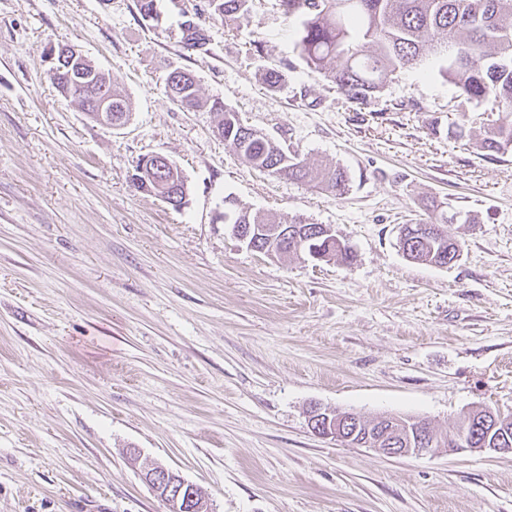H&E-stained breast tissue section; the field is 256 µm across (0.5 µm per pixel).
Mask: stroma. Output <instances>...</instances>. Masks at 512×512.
Listing matches in <instances>:
<instances>
[{
	"label": "stroma",
	"instance_id": "35a3bbf8",
	"mask_svg": "<svg viewBox=\"0 0 512 512\" xmlns=\"http://www.w3.org/2000/svg\"><path fill=\"white\" fill-rule=\"evenodd\" d=\"M158 11L0 0V512H167L145 462L202 487L212 512H512V454L387 457L314 433L308 415L441 433L487 406L512 415V153L449 137L440 58L358 107L305 66L277 0H251L195 52L177 0ZM64 43L119 78L126 125L56 91L46 54ZM175 68L307 162L345 168L349 192L256 170L213 113L166 96ZM400 100L422 109L391 110ZM156 154L180 168L185 207L134 187ZM228 196L330 225L355 258L250 250L224 222ZM436 209L462 244L446 267L397 242Z\"/></svg>",
	"mask_w": 512,
	"mask_h": 512
}]
</instances>
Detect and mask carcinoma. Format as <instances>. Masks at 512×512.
<instances>
[{
  "label": "carcinoma",
  "instance_id": "cac0c4a2",
  "mask_svg": "<svg viewBox=\"0 0 512 512\" xmlns=\"http://www.w3.org/2000/svg\"><path fill=\"white\" fill-rule=\"evenodd\" d=\"M250 0H207V9L188 3L182 9V42L186 50L202 49L209 35L203 15L229 27L249 11ZM287 18H299L302 36L300 57L321 73L351 103L365 105L393 83L402 70L418 66L429 53L446 57V75L453 86L448 100L453 111L465 115L475 102L497 118L483 124L479 132L464 122L448 127L455 138L469 136L488 151L505 154L512 150V0H278ZM60 71L52 84L64 97L80 103L87 113L95 111L100 96H112V121L129 120L132 101L118 89V81L104 74L88 59L78 65L56 62ZM167 97L178 106L195 111L206 107L218 118L216 130L237 153L261 172L306 182L336 196L348 193L350 176L344 168L313 167L286 142L242 123L238 113L220 98L205 99L196 77L174 69L165 82ZM226 224H250L259 228L264 240L279 229L288 236L281 255L306 257L322 251L326 260L349 263L351 246L328 234L321 224L300 217L282 220L253 212L236 198L224 200ZM461 254V244L449 235L417 239L409 245L408 258L422 264H452ZM374 420L347 424L345 442L360 446L359 437ZM481 427L473 429L463 416L450 434L463 432L473 445L512 447V416L480 415Z\"/></svg>",
  "mask_w": 512,
  "mask_h": 512
}]
</instances>
